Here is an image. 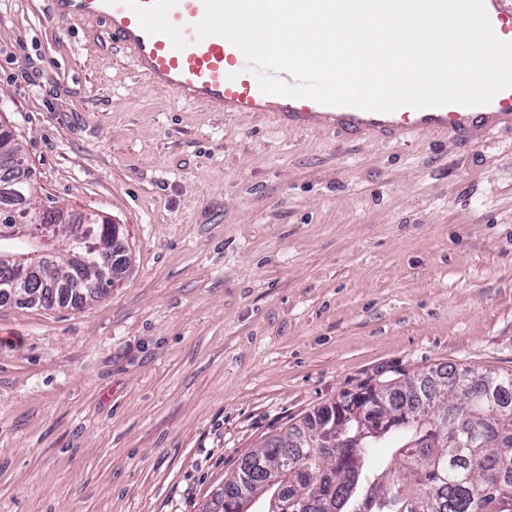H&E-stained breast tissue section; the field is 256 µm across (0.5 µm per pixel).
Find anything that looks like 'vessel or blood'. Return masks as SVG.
<instances>
[{
	"mask_svg": "<svg viewBox=\"0 0 512 512\" xmlns=\"http://www.w3.org/2000/svg\"><path fill=\"white\" fill-rule=\"evenodd\" d=\"M484 4L494 33L512 32V0ZM54 13L99 21L150 88L211 112L255 113L291 130L388 140L419 133L444 140L512 117V88L482 106H403L390 113L263 93L238 47L220 36L198 39L203 0H54Z\"/></svg>",
	"mask_w": 512,
	"mask_h": 512,
	"instance_id": "1",
	"label": "vessel or blood"
}]
</instances>
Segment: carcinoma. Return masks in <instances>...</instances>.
<instances>
[{"label": "carcinoma", "mask_w": 512, "mask_h": 512, "mask_svg": "<svg viewBox=\"0 0 512 512\" xmlns=\"http://www.w3.org/2000/svg\"><path fill=\"white\" fill-rule=\"evenodd\" d=\"M512 374L443 366L402 380L375 382L360 391L382 401L389 414L380 429L357 442V423L332 448H302L298 440L317 421L335 416L324 407L302 424L268 439L224 484V512L261 489L262 466L288 460V495L301 512H512Z\"/></svg>", "instance_id": "1"}]
</instances>
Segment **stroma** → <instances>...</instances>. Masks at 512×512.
<instances>
[{"instance_id": "1", "label": "stroma", "mask_w": 512, "mask_h": 512, "mask_svg": "<svg viewBox=\"0 0 512 512\" xmlns=\"http://www.w3.org/2000/svg\"><path fill=\"white\" fill-rule=\"evenodd\" d=\"M0 0L33 203L123 225L81 307L0 305V512H204L365 382L512 374V120L356 141L148 87L88 20Z\"/></svg>"}]
</instances>
